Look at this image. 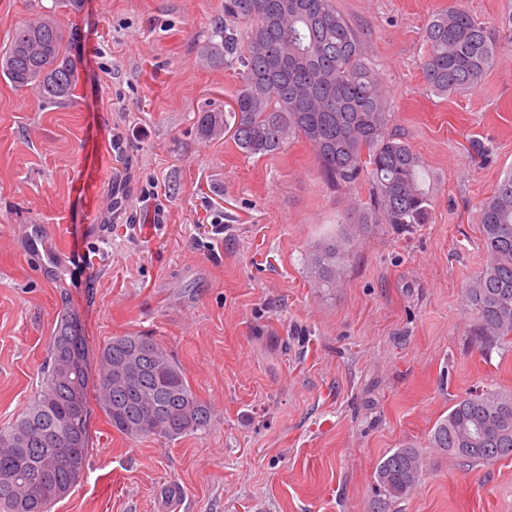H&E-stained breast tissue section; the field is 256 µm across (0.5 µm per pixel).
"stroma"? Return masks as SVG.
<instances>
[{
    "label": "stroma",
    "instance_id": "35a3bbf8",
    "mask_svg": "<svg viewBox=\"0 0 512 512\" xmlns=\"http://www.w3.org/2000/svg\"><path fill=\"white\" fill-rule=\"evenodd\" d=\"M334 2L432 210L404 232L370 225L331 291L305 257L368 185L327 184L301 140L259 157L201 134L240 84L206 59L224 0H0V48L46 15L79 32L70 99L0 77V428L35 395L64 310L93 353L153 337L211 415L133 441L93 412L84 477L51 512H371L375 467L405 444L427 472L395 512H512V458L468 467L428 443L472 389L512 393V343L480 351L462 304L487 260L479 205L512 169V43L466 92H432L421 69L434 14L459 4L498 29L512 0Z\"/></svg>",
    "mask_w": 512,
    "mask_h": 512
}]
</instances>
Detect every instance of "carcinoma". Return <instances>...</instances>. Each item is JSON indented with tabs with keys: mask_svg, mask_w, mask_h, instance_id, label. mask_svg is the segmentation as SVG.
<instances>
[{
	"mask_svg": "<svg viewBox=\"0 0 512 512\" xmlns=\"http://www.w3.org/2000/svg\"><path fill=\"white\" fill-rule=\"evenodd\" d=\"M215 33L220 41L207 47L210 62L241 76L231 105L232 139L241 152L274 155L301 138L329 183L351 186L363 175L369 180V203L358 209L356 222L306 257L317 287L339 286L350 242L368 225L404 230L429 222L422 161L389 131L382 79L333 0H224ZM424 38L423 76L440 94L474 88L502 45L500 32L460 6L436 14ZM77 40V32H64L50 17L20 23L0 50V74L46 101L68 98L74 87L68 46ZM226 128L222 112H207L201 121L207 137ZM479 219L487 264L464 289L463 304L470 335L487 351L512 341V170L481 202ZM133 349L142 353L146 377L131 387L113 383L112 368ZM76 382L78 401L71 396ZM91 393L112 428L131 439L174 441L210 421L186 371L161 344L147 336H115L92 368L81 324L66 312L48 342L39 389L18 418L0 428V512H50L81 482L92 439ZM429 445L472 467L512 458V394L467 393L438 421ZM422 474L418 449L406 444L389 451L376 467L379 495L372 512H390Z\"/></svg>",
	"mask_w": 512,
	"mask_h": 512,
	"instance_id": "cac0c4a2",
	"label": "carcinoma"
}]
</instances>
